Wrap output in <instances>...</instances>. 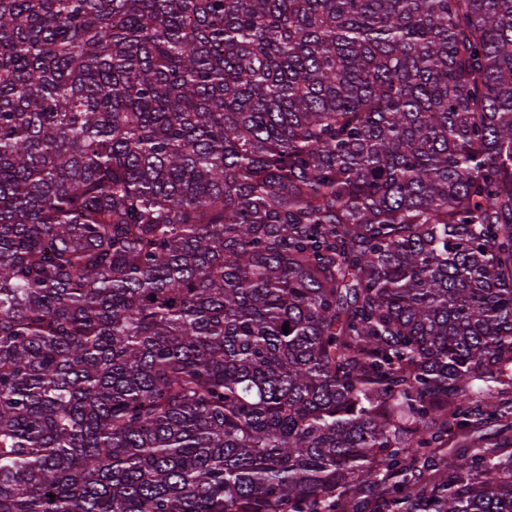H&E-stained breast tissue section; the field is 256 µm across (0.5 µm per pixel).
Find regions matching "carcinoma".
<instances>
[{
	"instance_id": "cac0c4a2",
	"label": "carcinoma",
	"mask_w": 512,
	"mask_h": 512,
	"mask_svg": "<svg viewBox=\"0 0 512 512\" xmlns=\"http://www.w3.org/2000/svg\"><path fill=\"white\" fill-rule=\"evenodd\" d=\"M511 414L512 0H0V512H512L407 477Z\"/></svg>"
}]
</instances>
